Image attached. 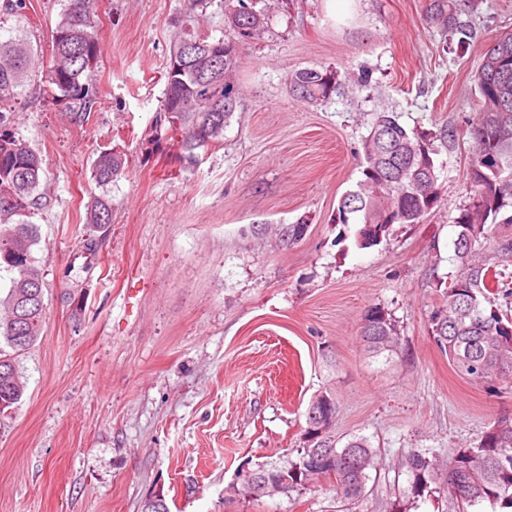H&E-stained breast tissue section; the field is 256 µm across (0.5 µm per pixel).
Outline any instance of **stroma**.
<instances>
[{"instance_id": "obj_1", "label": "stroma", "mask_w": 512, "mask_h": 512, "mask_svg": "<svg viewBox=\"0 0 512 512\" xmlns=\"http://www.w3.org/2000/svg\"><path fill=\"white\" fill-rule=\"evenodd\" d=\"M0 11V42L22 34L49 58L64 0ZM424 0H274L269 30L246 45L239 103L224 139L181 166L168 138L151 141L170 47L185 26L213 38L224 8L192 0H95L102 58L84 119L31 81L12 115L43 160L29 220L46 319L19 358L21 404L0 416V512H140L150 495L171 512H456L446 499L408 503L401 461L411 449L447 467L450 449L512 417V392L458 374L430 318L454 273V224L466 202L477 117L472 74L512 29V0L463 14L475 36L448 51ZM369 73L330 101L290 93L304 68ZM434 134L440 200L422 223L391 225L355 244L337 205L362 173L356 153L378 112ZM448 129L452 138L438 134ZM125 166L98 186L104 150ZM112 222L96 255L83 247L97 197ZM303 236L289 241L288 227ZM395 319L399 350L371 356L365 311ZM334 394L337 437H370L379 454L366 496L337 500L326 483L291 496H224L240 466L301 447L314 394Z\"/></svg>"}]
</instances>
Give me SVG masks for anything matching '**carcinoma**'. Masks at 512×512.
Wrapping results in <instances>:
<instances>
[{
    "instance_id": "1",
    "label": "carcinoma",
    "mask_w": 512,
    "mask_h": 512,
    "mask_svg": "<svg viewBox=\"0 0 512 512\" xmlns=\"http://www.w3.org/2000/svg\"><path fill=\"white\" fill-rule=\"evenodd\" d=\"M263 0H224L227 29L209 39L184 29L174 41L163 77L165 93L153 132L177 131L180 161L195 165L199 150L224 137V125L237 107L238 88L232 80L241 47L268 26V6ZM484 0H428L426 21L449 43L461 48L472 36L464 11H477ZM94 0H65L53 31L49 65L40 61L38 49L21 36L0 44V268L12 273L10 288L0 298V415L22 402L25 385L18 357L39 339L46 318L43 280L33 264L32 248L39 243L37 225L26 220L30 201L40 184L42 159L16 136L9 117L25 98L33 76L42 80L55 103L88 111L94 104L91 77L101 59L94 21ZM258 10L261 18L241 25L238 19ZM199 42L224 57V68L201 83L200 60L184 55V47ZM472 83L477 118L467 128L473 152L467 168L468 202L454 219L457 265L442 292V303L431 316V333L455 371L489 387L512 377V319L489 302L487 292L497 288L512 294L505 270L512 264V30L503 32L484 51ZM340 85V72L301 69L289 78L293 96L313 103L330 100ZM232 108L217 112L216 95ZM363 179L340 199L335 222L357 224L356 244L361 249L378 245L392 224H420L437 205L439 175L428 134L407 129L395 112H379L364 140L360 161ZM124 168L123 158L110 151L99 153L92 179L112 182ZM112 202L99 198L89 224L102 229L110 224ZM493 241L490 257L479 253ZM461 284L457 290L454 285ZM362 338L368 351L379 356L398 348L395 320L380 307L363 316ZM307 413L323 419L322 430L305 428L304 445L294 458L256 464L262 491L233 488L227 502L259 501L275 495L290 496L325 478L336 497L360 501L365 496L377 451L369 438L355 436L343 445L332 435L337 415L335 398L321 392L310 401ZM403 467L410 475L408 498L417 499L438 487L457 504L458 512L488 503L512 509V417L499 418L477 443L450 451L448 470L426 454L411 450Z\"/></svg>"
}]
</instances>
